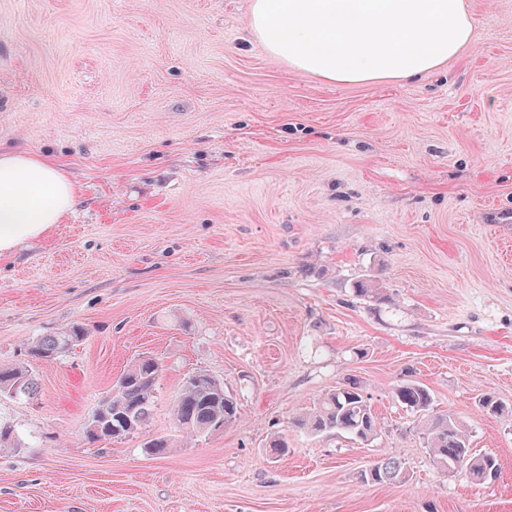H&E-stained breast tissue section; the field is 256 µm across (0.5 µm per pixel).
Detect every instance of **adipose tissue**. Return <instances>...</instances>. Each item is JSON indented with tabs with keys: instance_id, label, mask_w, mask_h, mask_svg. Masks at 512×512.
I'll use <instances>...</instances> for the list:
<instances>
[{
	"instance_id": "ef3b65f1",
	"label": "adipose tissue",
	"mask_w": 512,
	"mask_h": 512,
	"mask_svg": "<svg viewBox=\"0 0 512 512\" xmlns=\"http://www.w3.org/2000/svg\"><path fill=\"white\" fill-rule=\"evenodd\" d=\"M251 27L274 57L337 84L403 81L456 57L473 38L463 0H253ZM78 203L47 158L0 151V257L48 236Z\"/></svg>"
}]
</instances>
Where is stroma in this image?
<instances>
[{"label": "stroma", "instance_id": "35a3bbf8", "mask_svg": "<svg viewBox=\"0 0 512 512\" xmlns=\"http://www.w3.org/2000/svg\"><path fill=\"white\" fill-rule=\"evenodd\" d=\"M252 0H0V150L54 161L80 200L0 258V364L39 393L0 399V512H512V0H464L474 40L406 81L335 84L271 56ZM362 279L380 297L358 296ZM162 372L145 425L90 441L138 356ZM206 371L238 403L188 437L172 406ZM356 379L367 443L300 413ZM428 386L499 477L427 454L395 387ZM288 440L271 455V436ZM164 436L171 452L152 456ZM394 457L409 476L362 483ZM83 334L82 327L72 325L58 334L43 336L31 343L29 356L32 361L60 358L84 339Z\"/></svg>", "mask_w": 512, "mask_h": 512}]
</instances>
